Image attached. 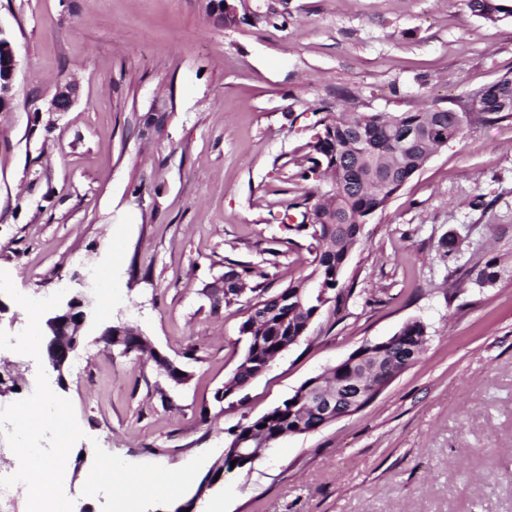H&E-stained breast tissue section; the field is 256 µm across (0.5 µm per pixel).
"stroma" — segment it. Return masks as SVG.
<instances>
[{"mask_svg": "<svg viewBox=\"0 0 512 512\" xmlns=\"http://www.w3.org/2000/svg\"><path fill=\"white\" fill-rule=\"evenodd\" d=\"M207 3L0 0L17 60L14 107L0 112V365L28 381L0 411L45 398L67 417L69 512H108L116 481L87 493L108 460L134 479H183L139 512H512V121L440 147L364 224L349 296L216 398L249 307L315 266L283 218L326 186L298 176L317 107L346 93L363 112L466 99L512 73V17L484 21L466 0H235L225 26ZM69 80L72 109L48 111ZM159 99L168 120L153 137L144 120ZM452 230L462 244L448 256ZM489 263L499 277L478 285ZM249 265L264 279L214 308L207 286ZM78 273L95 282L76 351L87 368L38 376L40 347L13 342L25 299L48 294V317L80 292ZM411 320L426 327L422 356L364 409L276 441L196 497L239 425ZM126 322L188 383L98 343Z\"/></svg>", "mask_w": 512, "mask_h": 512, "instance_id": "1", "label": "stroma"}]
</instances>
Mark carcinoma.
Returning a JSON list of instances; mask_svg holds the SVG:
<instances>
[{
    "instance_id": "carcinoma-1",
    "label": "carcinoma",
    "mask_w": 512,
    "mask_h": 512,
    "mask_svg": "<svg viewBox=\"0 0 512 512\" xmlns=\"http://www.w3.org/2000/svg\"><path fill=\"white\" fill-rule=\"evenodd\" d=\"M467 7L471 14L492 23L512 16V6L504 0H467ZM468 100L479 108L478 125L511 121L512 107H503V101L512 102V75L505 74L473 91ZM318 111L326 113L319 120L322 131L305 158L307 167L300 176L321 172L327 188L302 202L313 223L295 225L297 232L311 238L316 265L306 277L274 294L276 301L263 298L262 311L273 314L263 317L262 326H255L252 314L241 324L247 348L239 365L248 362L253 371L263 366L277 346L266 337L297 335L302 315H290L295 301L302 300L308 311L331 300L340 302L345 293L342 275L366 219L387 207L392 196L413 178L410 169L424 164L443 138L461 137L471 126L462 112H346L333 110L327 102ZM423 331L424 325L417 320L405 323L401 331L405 339L393 343L392 358L405 362L408 346L415 344V337ZM303 409L304 405L293 408L285 400L241 426L240 433L262 424L261 432L271 437L299 421L309 429L313 423L303 419Z\"/></svg>"
}]
</instances>
